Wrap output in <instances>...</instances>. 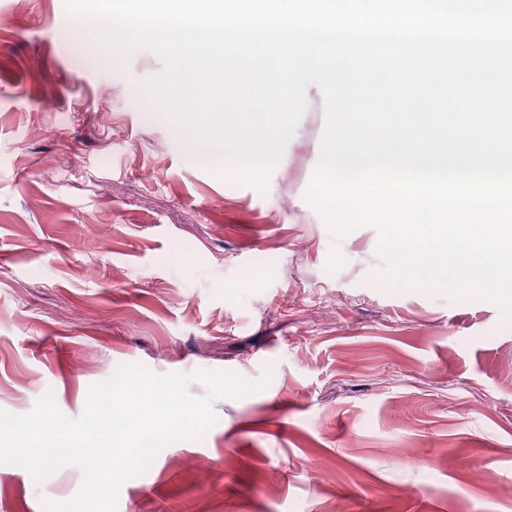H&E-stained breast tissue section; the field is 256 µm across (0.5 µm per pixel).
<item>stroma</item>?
I'll return each instance as SVG.
<instances>
[{
    "label": "stroma",
    "instance_id": "1",
    "mask_svg": "<svg viewBox=\"0 0 512 512\" xmlns=\"http://www.w3.org/2000/svg\"><path fill=\"white\" fill-rule=\"evenodd\" d=\"M65 0H0V410L68 417L121 366L272 368L200 438L127 480L118 512H512V326L487 301L397 290L378 233L335 241L307 200L311 96L266 189L223 179ZM342 265L330 268L332 251ZM0 463V512L76 496Z\"/></svg>",
    "mask_w": 512,
    "mask_h": 512
}]
</instances>
